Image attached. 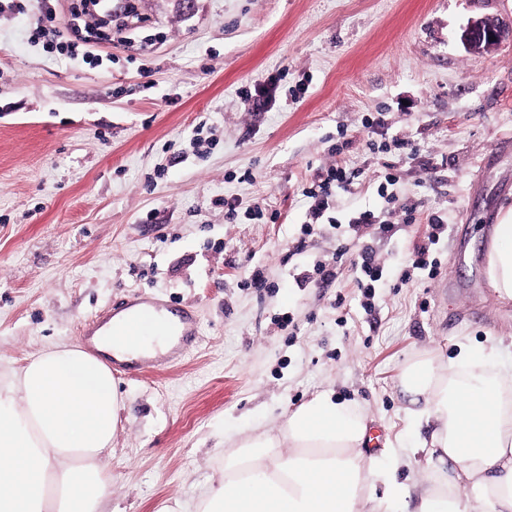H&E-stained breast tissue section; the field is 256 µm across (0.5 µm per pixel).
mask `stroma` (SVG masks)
I'll use <instances>...</instances> for the list:
<instances>
[{"mask_svg": "<svg viewBox=\"0 0 512 512\" xmlns=\"http://www.w3.org/2000/svg\"><path fill=\"white\" fill-rule=\"evenodd\" d=\"M77 3L58 21L94 67L46 52L30 13L0 14V373L136 294L191 306L201 334L117 378L102 512L194 504L237 439L325 390L365 414L374 450L415 440L408 362L491 336L512 359V299L474 225L512 208V42L460 40L471 19L512 20V0H132L130 26L91 32ZM253 85L266 111L241 97ZM337 163L359 175L305 232L302 190ZM392 197L421 223L349 227ZM425 245L433 275L407 264ZM367 247L384 274L366 294Z\"/></svg>", "mask_w": 512, "mask_h": 512, "instance_id": "35a3bbf8", "label": "stroma"}]
</instances>
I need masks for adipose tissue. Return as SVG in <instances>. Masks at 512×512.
<instances>
[{
    "instance_id": "ef3b65f1",
    "label": "adipose tissue",
    "mask_w": 512,
    "mask_h": 512,
    "mask_svg": "<svg viewBox=\"0 0 512 512\" xmlns=\"http://www.w3.org/2000/svg\"><path fill=\"white\" fill-rule=\"evenodd\" d=\"M486 277L512 298V210L493 228ZM498 351L492 340L446 364L410 361L399 384L430 437L382 459L355 406L316 395L288 413L283 438L240 439L195 512H512V369L489 370ZM120 406L109 368L75 344L0 375V512H100ZM419 457L417 491L400 470Z\"/></svg>"
}]
</instances>
